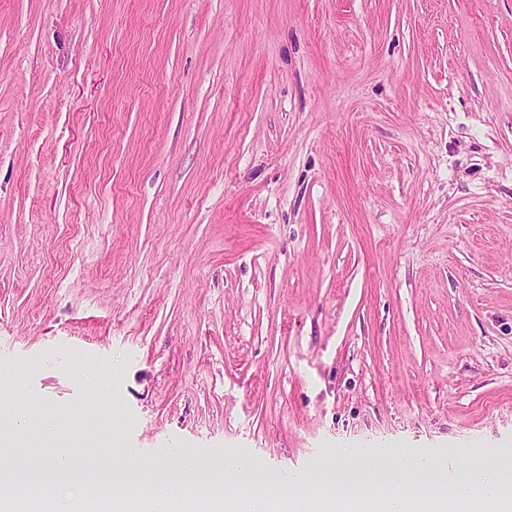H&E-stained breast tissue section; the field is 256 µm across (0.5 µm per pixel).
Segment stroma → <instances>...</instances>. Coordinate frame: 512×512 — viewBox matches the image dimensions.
Wrapping results in <instances>:
<instances>
[{"label":"stroma","instance_id":"35a3bbf8","mask_svg":"<svg viewBox=\"0 0 512 512\" xmlns=\"http://www.w3.org/2000/svg\"><path fill=\"white\" fill-rule=\"evenodd\" d=\"M0 411L224 512L248 458L512 461V0H0Z\"/></svg>","mask_w":512,"mask_h":512}]
</instances>
